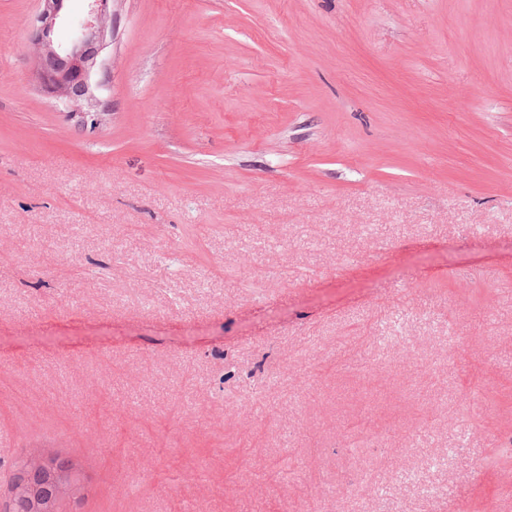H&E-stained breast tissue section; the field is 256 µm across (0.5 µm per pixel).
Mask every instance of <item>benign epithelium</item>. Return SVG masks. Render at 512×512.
Returning a JSON list of instances; mask_svg holds the SVG:
<instances>
[{
    "label": "benign epithelium",
    "instance_id": "7a95c632",
    "mask_svg": "<svg viewBox=\"0 0 512 512\" xmlns=\"http://www.w3.org/2000/svg\"><path fill=\"white\" fill-rule=\"evenodd\" d=\"M112 0H89L87 17L73 26L65 43L55 44L51 34L58 24H70L64 13L65 0H41L42 8L33 22V41L43 47L40 79L45 94L78 102L93 95L92 72L103 49V37L111 21ZM47 467L58 481V501L73 499L77 485L72 481L73 468L64 458L24 459V477L16 479L12 500L24 502L28 497V480L39 476Z\"/></svg>",
    "mask_w": 512,
    "mask_h": 512
}]
</instances>
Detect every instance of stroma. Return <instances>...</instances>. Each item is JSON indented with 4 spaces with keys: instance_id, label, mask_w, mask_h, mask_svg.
I'll return each instance as SVG.
<instances>
[{
    "instance_id": "stroma-1",
    "label": "stroma",
    "mask_w": 512,
    "mask_h": 512,
    "mask_svg": "<svg viewBox=\"0 0 512 512\" xmlns=\"http://www.w3.org/2000/svg\"><path fill=\"white\" fill-rule=\"evenodd\" d=\"M39 9L0 0V512L29 456L65 512H512V0H112L68 109ZM46 467H51L58 481V504L66 499H75L77 485L72 481L73 468L71 463L64 458H52L43 460L39 457L24 459V477H17L12 492L14 502H24L28 497V479L39 476Z\"/></svg>"
}]
</instances>
